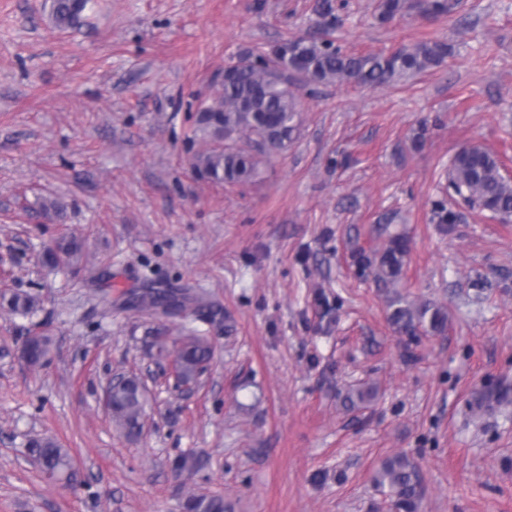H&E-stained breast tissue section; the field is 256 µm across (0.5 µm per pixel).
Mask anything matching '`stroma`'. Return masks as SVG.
Instances as JSON below:
<instances>
[{
  "mask_svg": "<svg viewBox=\"0 0 512 512\" xmlns=\"http://www.w3.org/2000/svg\"><path fill=\"white\" fill-rule=\"evenodd\" d=\"M97 0L58 26L54 0H0V512H180L186 494L230 512H390L374 478L405 454L418 512H512V222L431 220L462 148L512 177V0H461L450 16L378 22V0ZM328 36L349 53L438 38L434 70L381 88L303 85L300 134L253 183L196 172V108L230 59L283 39ZM60 199L61 218L35 211ZM396 234L409 252L392 289L374 273ZM63 235L66 269L41 262ZM193 288L169 319L213 357L193 391L149 356L156 321L130 299ZM434 300L442 336L398 334L386 295ZM50 340L47 362L21 357ZM147 389L137 436L113 423L110 376ZM373 390L349 406L346 397ZM50 436L75 458L47 479L26 454ZM191 455L193 471L172 460ZM82 243L73 236H62L42 254V262L52 268L65 267L81 253ZM0 300L9 311L23 317L31 316L37 310L36 298L27 293L14 292L9 295L4 293L0 295ZM49 352V342L44 337H32L24 342L22 357L26 364L32 368L42 366L46 362Z\"/></svg>",
  "mask_w": 512,
  "mask_h": 512,
  "instance_id": "obj_1",
  "label": "stroma"
}]
</instances>
